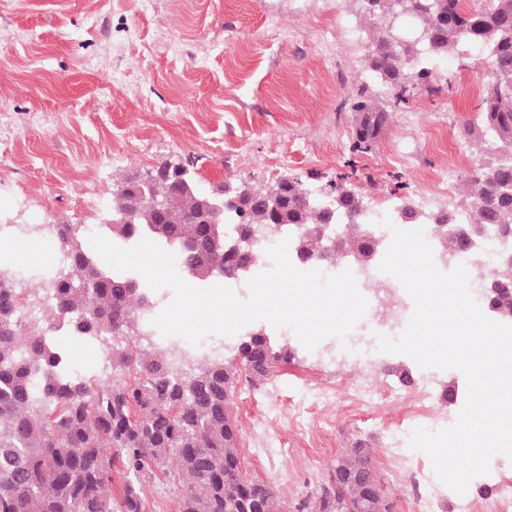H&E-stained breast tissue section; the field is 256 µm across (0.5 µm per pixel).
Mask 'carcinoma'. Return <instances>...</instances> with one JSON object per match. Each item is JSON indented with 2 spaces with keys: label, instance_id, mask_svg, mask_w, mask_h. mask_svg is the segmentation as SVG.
Masks as SVG:
<instances>
[{
  "label": "carcinoma",
  "instance_id": "cac0c4a2",
  "mask_svg": "<svg viewBox=\"0 0 512 512\" xmlns=\"http://www.w3.org/2000/svg\"><path fill=\"white\" fill-rule=\"evenodd\" d=\"M363 16L380 22L368 54L369 67L388 87L395 102L414 91L438 92L421 57L458 48L490 49L482 87L485 131L503 146L512 145V0H490L469 10L464 0H356ZM406 13L418 20L417 34L403 37L396 19ZM356 112L351 152L369 153L388 118L386 104L361 89L352 103ZM195 183L182 168L153 181L143 192L136 178L124 180L113 194L112 215L135 217L133 224H112L121 240L150 238L177 253L181 270L213 285L235 281L251 270L264 242L273 239L269 225L293 230L288 249L303 247L309 256L324 252L328 215L295 178L283 182L284 204L273 214L262 199L270 191L249 188L242 201L247 223L224 208V223L239 225L241 250L224 237L214 238L199 223L209 192L193 189L173 195L175 181ZM347 176L333 183L342 202L345 234L339 250L366 264L380 245L363 240L355 229L362 207ZM476 187L461 200L457 214L472 212L473 223L488 227L493 239L512 227V160L498 156L485 165ZM167 198L170 212L160 217L155 200ZM32 234L25 225L0 224V238L16 241ZM59 247L70 253L72 277L46 286L44 319L25 326L18 309L27 290L19 269H0V512H112V484L118 474H155L185 488L178 512H274V493L265 483L239 476L237 425L229 411L230 383L237 374L216 349L203 356L177 342L146 350L154 301L138 282L106 270L85 248V230L77 224L55 228ZM66 327L77 339L95 340L97 356L121 379L94 388L67 367L50 341ZM238 355L254 380L266 378L291 352L267 347L265 337H243ZM121 512H145L141 487L123 486Z\"/></svg>",
  "mask_w": 512,
  "mask_h": 512
}]
</instances>
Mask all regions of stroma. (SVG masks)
I'll return each instance as SVG.
<instances>
[{
    "label": "stroma",
    "instance_id": "1",
    "mask_svg": "<svg viewBox=\"0 0 512 512\" xmlns=\"http://www.w3.org/2000/svg\"><path fill=\"white\" fill-rule=\"evenodd\" d=\"M375 29L354 0H0V220L80 224L107 234L112 193L158 167L194 170L199 190L294 177L318 190L349 173L366 223H399L402 207H453L482 172L479 87L488 52L436 59L447 87L391 109L368 154L352 157L349 101L389 90L367 64ZM394 316L361 319L354 338L401 335L414 311L406 291ZM293 359L230 391L246 471L273 487L277 512H312L336 461L369 449L391 512H419L432 470L408 461L414 429L451 426L466 398L456 369L420 368L374 353L354 363L334 337L307 350L291 328L253 322ZM392 385L370 405L353 390ZM145 512H178L182 486L137 477ZM512 495V460L493 456L470 482L472 512Z\"/></svg>",
    "mask_w": 512,
    "mask_h": 512
}]
</instances>
